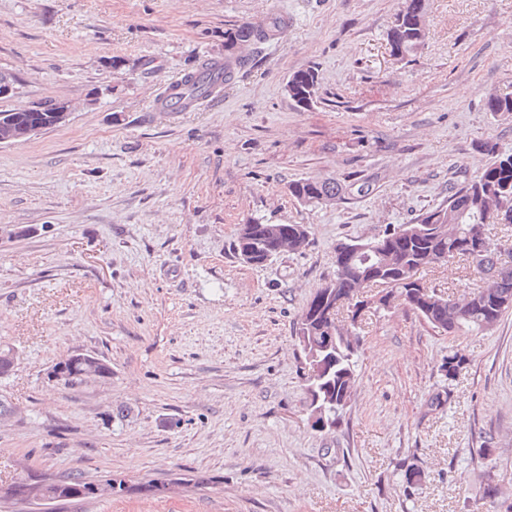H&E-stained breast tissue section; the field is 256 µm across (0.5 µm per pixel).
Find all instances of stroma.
<instances>
[{"mask_svg": "<svg viewBox=\"0 0 512 512\" xmlns=\"http://www.w3.org/2000/svg\"><path fill=\"white\" fill-rule=\"evenodd\" d=\"M403 0H0V110L68 103L65 123L0 146V478L21 467L138 484L57 512H505L512 503V310L450 336L402 305L359 324L354 395L312 429L294 340L336 245L442 203L512 147V0H427L423 44L386 32ZM284 34L228 44L239 25ZM247 56L220 97L153 102L226 52ZM314 68V103L284 87ZM336 179L308 206L288 186ZM304 224L311 242L264 266L235 250L241 224ZM466 363L455 380L451 352ZM81 352L112 375L74 386L50 366ZM421 483L407 484L408 466ZM489 468L498 493L476 475Z\"/></svg>", "mask_w": 512, "mask_h": 512, "instance_id": "stroma-1", "label": "stroma"}]
</instances>
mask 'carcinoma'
<instances>
[{"instance_id": "cac0c4a2", "label": "carcinoma", "mask_w": 512, "mask_h": 512, "mask_svg": "<svg viewBox=\"0 0 512 512\" xmlns=\"http://www.w3.org/2000/svg\"><path fill=\"white\" fill-rule=\"evenodd\" d=\"M426 14L427 0H404L387 33L391 51L409 56L419 48L425 38V27L419 25V18ZM281 31L282 23L275 20L267 29L241 25L233 31V37L238 42L260 44ZM317 93L318 76L314 69L297 71L288 80L286 94L297 104L312 103ZM484 108L495 114L512 112V91L489 93ZM484 151L488 162L478 175L452 187L439 206L375 239L379 245L395 252L396 268L376 267L372 253H349L343 258L336 257L333 276L324 286L346 304L369 279L376 280L391 292L407 295L411 288H425L433 296L435 289L421 277H412V271L427 255L458 252L465 256L467 267L480 274V283L469 290L467 303L458 306L443 298L431 305L409 298L405 303L440 332L455 335L492 330L503 313L512 309V248L508 250V258L504 259L502 248L486 249L477 242L495 211L503 206L512 209V151L492 142L485 143ZM288 190L296 200L312 206L336 198L342 187L334 180L300 179L290 183ZM263 227L264 222L260 220L242 225L235 243L237 253H242L244 240L248 238L261 251L268 247L262 238ZM314 325L325 327L327 322L324 312L310 301L298 320V333L302 334ZM341 336V330L335 329L331 347L325 353L331 367L328 377L321 381L306 380L308 395H319V405L332 419L336 418V403L352 395L345 391L344 384L345 378L355 375L352 356L359 343L357 339L352 344L345 342ZM42 478L45 482L43 501L49 504L58 502L66 488L87 484L79 474L62 479L44 474Z\"/></svg>"}]
</instances>
